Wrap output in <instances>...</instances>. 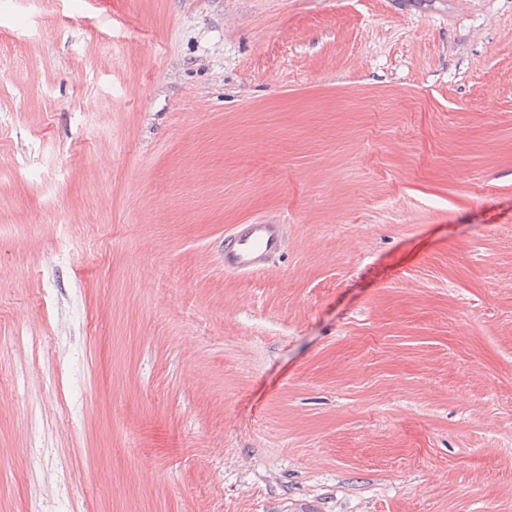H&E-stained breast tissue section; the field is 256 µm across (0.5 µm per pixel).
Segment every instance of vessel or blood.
<instances>
[{
	"mask_svg": "<svg viewBox=\"0 0 512 512\" xmlns=\"http://www.w3.org/2000/svg\"><path fill=\"white\" fill-rule=\"evenodd\" d=\"M288 242L284 224H236L224 235V270L251 275L272 269Z\"/></svg>",
	"mask_w": 512,
	"mask_h": 512,
	"instance_id": "vessel-or-blood-1",
	"label": "vessel or blood"
}]
</instances>
